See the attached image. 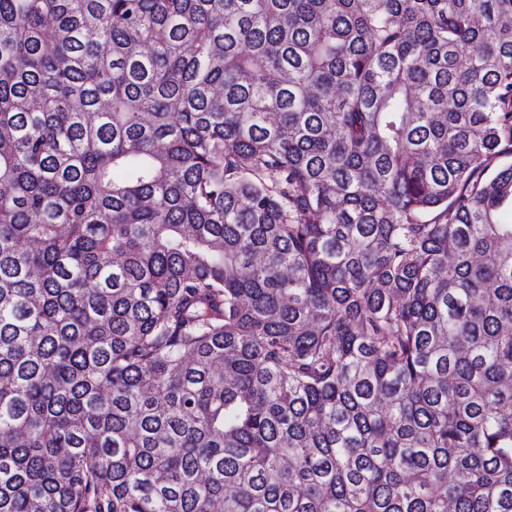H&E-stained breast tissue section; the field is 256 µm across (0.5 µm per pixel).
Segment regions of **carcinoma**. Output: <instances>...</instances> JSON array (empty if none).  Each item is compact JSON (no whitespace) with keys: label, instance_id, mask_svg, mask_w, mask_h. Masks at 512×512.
<instances>
[{"label":"carcinoma","instance_id":"cac0c4a2","mask_svg":"<svg viewBox=\"0 0 512 512\" xmlns=\"http://www.w3.org/2000/svg\"><path fill=\"white\" fill-rule=\"evenodd\" d=\"M512 0H0V512H512Z\"/></svg>","mask_w":512,"mask_h":512}]
</instances>
